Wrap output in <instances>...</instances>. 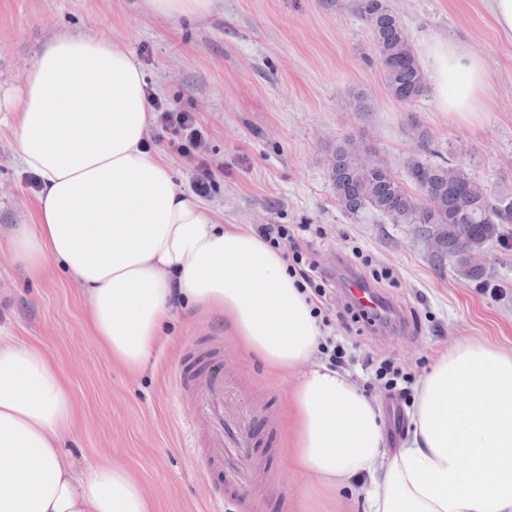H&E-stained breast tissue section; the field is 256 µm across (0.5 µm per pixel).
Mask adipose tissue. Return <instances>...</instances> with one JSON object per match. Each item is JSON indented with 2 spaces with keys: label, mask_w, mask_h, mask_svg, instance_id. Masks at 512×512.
<instances>
[{
  "label": "adipose tissue",
  "mask_w": 512,
  "mask_h": 512,
  "mask_svg": "<svg viewBox=\"0 0 512 512\" xmlns=\"http://www.w3.org/2000/svg\"><path fill=\"white\" fill-rule=\"evenodd\" d=\"M421 60L441 111L478 124L484 60L438 37ZM0 112L20 164L41 180L35 223L0 245L36 275L54 262L81 288L86 329L113 362L141 372L178 304L221 313L269 373L297 375L283 424L312 512L338 480L364 476L373 512H512V354L481 340L439 353L409 441L388 451L379 407L314 363L320 325L282 253L177 188L150 144L144 74L120 42L47 38ZM80 425L52 355L0 337V512H152L126 467L99 462L76 477L63 437Z\"/></svg>",
  "instance_id": "adipose-tissue-1"
}]
</instances>
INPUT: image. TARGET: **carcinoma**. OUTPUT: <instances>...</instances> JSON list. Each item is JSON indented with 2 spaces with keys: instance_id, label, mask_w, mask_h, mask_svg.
Listing matches in <instances>:
<instances>
[{
  "instance_id": "1",
  "label": "carcinoma",
  "mask_w": 512,
  "mask_h": 512,
  "mask_svg": "<svg viewBox=\"0 0 512 512\" xmlns=\"http://www.w3.org/2000/svg\"><path fill=\"white\" fill-rule=\"evenodd\" d=\"M358 10L372 32L389 93L401 102L424 96L425 72L388 0H358ZM408 169L417 196L407 191L374 149L362 160L352 139L344 138L331 150L328 176L338 204L347 213L368 208L395 224H418L425 233L438 232L443 247L436 258L457 268L462 249H484L512 235V200L492 197L461 166L415 158Z\"/></svg>"
}]
</instances>
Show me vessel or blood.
<instances>
[{"label":"vessel or blood","instance_id":"b4317fda","mask_svg":"<svg viewBox=\"0 0 512 512\" xmlns=\"http://www.w3.org/2000/svg\"><path fill=\"white\" fill-rule=\"evenodd\" d=\"M351 298L361 308H379V299L359 280L347 284ZM182 380L188 386L198 413L207 424V456L214 467L223 470L224 485L232 490L259 484V465L250 451L255 414L240 404L224 383V372L216 362L199 360L184 369Z\"/></svg>","mask_w":512,"mask_h":512}]
</instances>
